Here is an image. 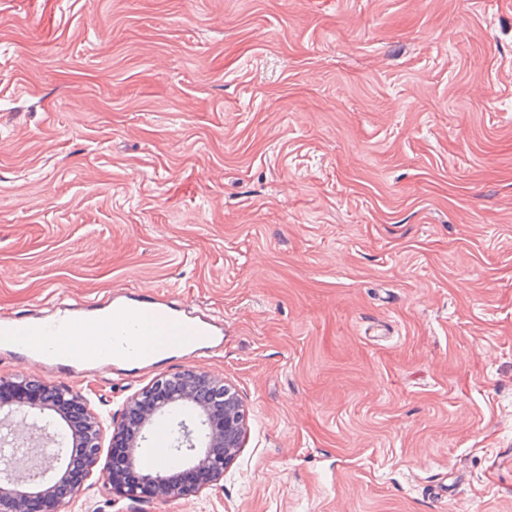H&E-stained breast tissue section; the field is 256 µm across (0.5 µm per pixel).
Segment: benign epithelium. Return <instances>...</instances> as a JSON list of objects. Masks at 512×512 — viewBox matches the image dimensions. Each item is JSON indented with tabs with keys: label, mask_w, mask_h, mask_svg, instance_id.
I'll list each match as a JSON object with an SVG mask.
<instances>
[{
	"label": "benign epithelium",
	"mask_w": 512,
	"mask_h": 512,
	"mask_svg": "<svg viewBox=\"0 0 512 512\" xmlns=\"http://www.w3.org/2000/svg\"><path fill=\"white\" fill-rule=\"evenodd\" d=\"M10 387L16 397L0 398V512H61L88 480L101 449L102 419L92 413L84 396L23 374L0 376V388ZM184 407L198 413L199 423L178 422V455L163 471H142V482L125 484L110 472L107 488L113 500L145 502L197 493L224 479V470L244 445L247 410L237 391L207 373L184 370L154 379L127 398L118 419L112 420V442L124 441L129 461L137 462V449L145 431L158 417ZM48 414L63 426L50 434L31 420V413ZM39 433L51 447L42 459L56 465L47 471L36 466L31 474L13 463L16 431ZM80 454L79 478L58 493L60 472H68Z\"/></svg>",
	"instance_id": "benign-epithelium-1"
}]
</instances>
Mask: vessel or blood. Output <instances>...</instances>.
<instances>
[{"mask_svg":"<svg viewBox=\"0 0 512 512\" xmlns=\"http://www.w3.org/2000/svg\"><path fill=\"white\" fill-rule=\"evenodd\" d=\"M150 331L158 347L173 349L189 346L198 350L219 349L224 330L209 317L190 306L164 296L141 300L134 295L115 296L106 300L83 301L60 305L58 311L31 317L0 319V346L59 366L71 375L94 364L109 360L126 370L137 369L136 360L115 348L116 336L129 335L133 321ZM97 328L101 338L76 352H59L46 347L41 339L51 336L64 339L83 330Z\"/></svg>","mask_w":512,"mask_h":512,"instance_id":"obj_1","label":"vessel or blood"}]
</instances>
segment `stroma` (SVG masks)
Here are the masks:
<instances>
[{
    "mask_svg": "<svg viewBox=\"0 0 512 512\" xmlns=\"http://www.w3.org/2000/svg\"><path fill=\"white\" fill-rule=\"evenodd\" d=\"M121 290L224 348L66 379L64 512H512V0H0V313ZM183 369L243 448L113 501V415Z\"/></svg>",
    "mask_w": 512,
    "mask_h": 512,
    "instance_id": "1",
    "label": "stroma"
}]
</instances>
